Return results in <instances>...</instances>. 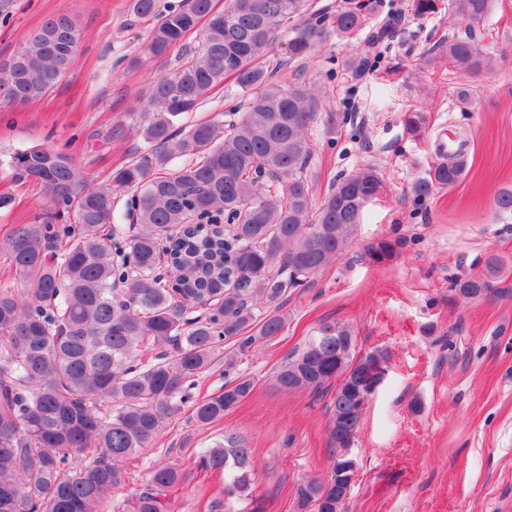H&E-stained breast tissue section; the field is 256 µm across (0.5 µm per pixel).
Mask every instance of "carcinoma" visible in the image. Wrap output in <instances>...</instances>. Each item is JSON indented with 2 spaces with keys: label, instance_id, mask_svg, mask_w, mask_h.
I'll return each instance as SVG.
<instances>
[{
  "label": "carcinoma",
  "instance_id": "carcinoma-1",
  "mask_svg": "<svg viewBox=\"0 0 512 512\" xmlns=\"http://www.w3.org/2000/svg\"><path fill=\"white\" fill-rule=\"evenodd\" d=\"M415 15L440 10L439 0H412ZM492 0H448L466 23L465 37L440 45L448 63L476 74L487 65L474 28ZM133 18L148 26L146 51L161 57L187 34L197 48L150 87L137 133L146 147L110 180L92 184L83 168L49 147L11 156L16 180L44 189L46 220L14 224L0 235V257L27 288L0 284V512H102L127 482V461L152 447L185 400V382L213 364L219 346L245 355L282 331L279 309L288 292L336 261L352 243L363 203L383 181L371 167L336 181L312 210L307 170L319 90L282 85L258 65L277 33L290 29L288 57L306 59L328 30L350 39L364 29L366 0L328 14L314 0H131ZM78 42L61 15L29 36L0 69L8 103H25L52 89L70 67ZM248 96L228 110L244 116L183 125L224 79ZM464 164L450 158L415 183L419 198L457 185ZM128 190V236L114 223V192ZM400 242L381 239L364 250L386 263ZM179 275L167 287L162 259ZM496 257L486 273L453 282L450 297L472 301L500 274ZM351 329L321 324L276 375L288 389L336 387L328 443L332 460L349 456L365 407L355 384L366 379L375 353L355 356ZM239 377L194 407L195 421L224 418L252 392ZM204 472H222L226 493L243 496L254 483L251 449L230 436L204 450ZM186 479L176 463L158 466L136 492L130 512H170V492ZM310 512H342L345 499L328 480L297 485Z\"/></svg>",
  "mask_w": 512,
  "mask_h": 512
}]
</instances>
